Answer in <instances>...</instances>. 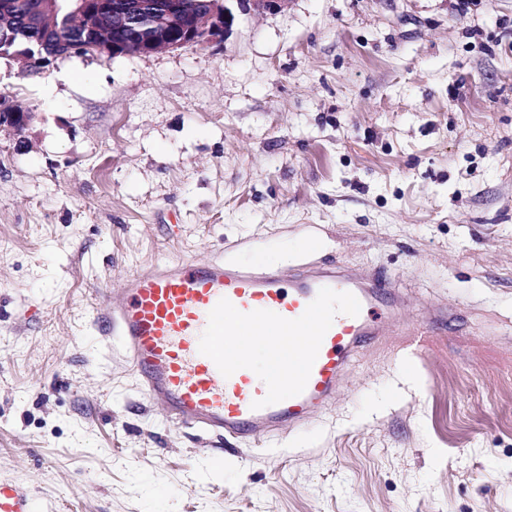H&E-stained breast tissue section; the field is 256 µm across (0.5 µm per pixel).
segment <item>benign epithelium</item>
Segmentation results:
<instances>
[{
	"mask_svg": "<svg viewBox=\"0 0 512 512\" xmlns=\"http://www.w3.org/2000/svg\"><path fill=\"white\" fill-rule=\"evenodd\" d=\"M288 0H205V7L188 12L182 0H39L28 25L34 31L61 18L80 34L78 49L112 56L151 55L184 47L204 46L227 37L240 15L276 13ZM137 27V33L119 39L115 33ZM15 3L0 0V57L17 65L22 74L38 69L33 48L42 46L33 37L15 46ZM10 114L0 118V130L24 133L35 113L21 111L7 101Z\"/></svg>",
	"mask_w": 512,
	"mask_h": 512,
	"instance_id": "1",
	"label": "benign epithelium"
}]
</instances>
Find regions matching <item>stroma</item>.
Instances as JSON below:
<instances>
[{
    "label": "stroma",
    "instance_id": "stroma-1",
    "mask_svg": "<svg viewBox=\"0 0 512 512\" xmlns=\"http://www.w3.org/2000/svg\"><path fill=\"white\" fill-rule=\"evenodd\" d=\"M1 94L37 115L0 132V480L36 512H512V0H289L204 49L0 59ZM312 230L401 295L386 336L261 445L174 427L106 296Z\"/></svg>",
    "mask_w": 512,
    "mask_h": 512
}]
</instances>
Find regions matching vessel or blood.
I'll return each instance as SVG.
<instances>
[{
  "mask_svg": "<svg viewBox=\"0 0 512 512\" xmlns=\"http://www.w3.org/2000/svg\"><path fill=\"white\" fill-rule=\"evenodd\" d=\"M388 283L335 262L279 266L182 258L125 278L107 322L141 394L175 427L247 441L303 424L338 389L365 343L384 336ZM265 349L256 368L250 342ZM298 349V358L281 354ZM0 512H31L29 491L0 482Z\"/></svg>",
  "mask_w": 512,
  "mask_h": 512,
  "instance_id": "obj_1",
  "label": "vessel or blood"
}]
</instances>
